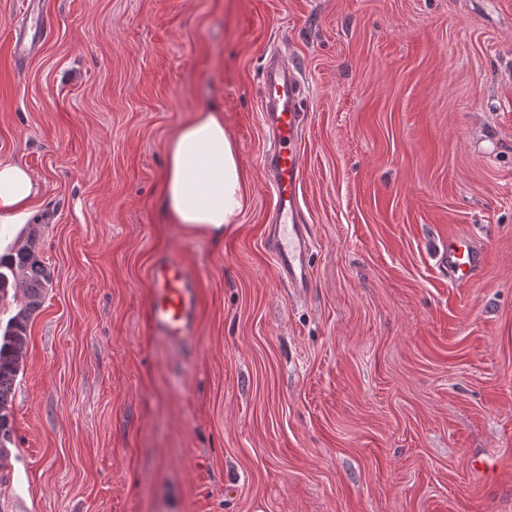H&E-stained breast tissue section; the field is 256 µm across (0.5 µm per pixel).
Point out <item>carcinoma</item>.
Wrapping results in <instances>:
<instances>
[{
    "mask_svg": "<svg viewBox=\"0 0 512 512\" xmlns=\"http://www.w3.org/2000/svg\"><path fill=\"white\" fill-rule=\"evenodd\" d=\"M50 283V272L37 256L34 242L0 254V308L10 297H23L17 312L0 328V461L15 445L9 404L29 343L31 320L41 308Z\"/></svg>",
    "mask_w": 512,
    "mask_h": 512,
    "instance_id": "cac0c4a2",
    "label": "carcinoma"
}]
</instances>
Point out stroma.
Instances as JSON below:
<instances>
[{"label": "stroma", "mask_w": 512, "mask_h": 512, "mask_svg": "<svg viewBox=\"0 0 512 512\" xmlns=\"http://www.w3.org/2000/svg\"><path fill=\"white\" fill-rule=\"evenodd\" d=\"M0 161L41 183L52 285L13 397L0 512H512V0H43ZM303 75L313 286L263 245L262 67ZM219 109L247 203L221 242L162 205L166 150ZM488 254L453 287L449 234ZM203 275L193 340L151 337L147 275Z\"/></svg>", "instance_id": "stroma-1"}]
</instances>
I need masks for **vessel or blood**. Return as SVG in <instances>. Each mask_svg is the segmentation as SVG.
Instances as JSON below:
<instances>
[{
	"label": "vessel or blood",
	"instance_id": "obj_1",
	"mask_svg": "<svg viewBox=\"0 0 512 512\" xmlns=\"http://www.w3.org/2000/svg\"><path fill=\"white\" fill-rule=\"evenodd\" d=\"M14 33L13 53L24 59L34 53L45 23L18 24L9 19ZM263 119L271 133V145L262 164L271 174L270 188L275 199L272 216L273 239L270 257L277 280L293 296L306 295L312 286L311 235L300 206L304 154L301 140L306 112L304 83L293 65L270 57L260 89ZM436 261L449 284L473 282L482 270L483 249L462 235L449 236L439 249ZM202 275L178 259H162L148 279L146 324L152 335L176 346L190 336L201 310Z\"/></svg>",
	"mask_w": 512,
	"mask_h": 512
}]
</instances>
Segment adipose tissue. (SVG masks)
Returning <instances> with one entry per match:
<instances>
[{
	"label": "adipose tissue",
	"instance_id": "adipose-tissue-1",
	"mask_svg": "<svg viewBox=\"0 0 512 512\" xmlns=\"http://www.w3.org/2000/svg\"><path fill=\"white\" fill-rule=\"evenodd\" d=\"M38 180L23 166L0 162V224L28 223ZM245 201L234 145L217 110L196 113L171 139L164 174V208L174 223L220 241Z\"/></svg>",
	"mask_w": 512,
	"mask_h": 512
}]
</instances>
